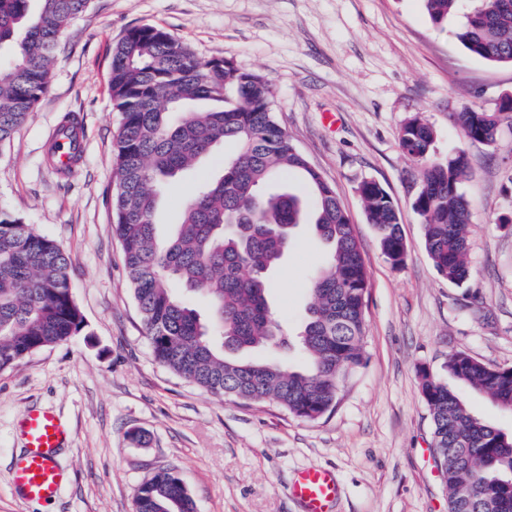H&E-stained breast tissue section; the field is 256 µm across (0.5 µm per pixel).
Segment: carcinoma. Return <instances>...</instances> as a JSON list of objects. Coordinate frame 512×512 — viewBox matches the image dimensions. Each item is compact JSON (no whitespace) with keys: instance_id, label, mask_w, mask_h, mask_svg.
I'll use <instances>...</instances> for the list:
<instances>
[{"instance_id":"1","label":"carcinoma","mask_w":512,"mask_h":512,"mask_svg":"<svg viewBox=\"0 0 512 512\" xmlns=\"http://www.w3.org/2000/svg\"><path fill=\"white\" fill-rule=\"evenodd\" d=\"M0 0V144L45 94L64 28L90 0ZM464 0H424L429 21L443 27ZM454 37L473 55L512 63V0H476ZM112 106L121 115L116 141L115 232L141 322L155 358L214 395L278 406L317 420L337 403L345 375L365 359L368 275L352 224L335 189L293 145L273 111V90L262 75L237 70L226 58L204 67L165 30L128 29L112 49ZM512 121V97L487 111L457 114L465 137L490 145ZM433 129L414 118L400 131V147L425 162L414 209L436 271L456 286L471 278L468 226L471 202L461 189L472 159L458 151L445 163L427 162ZM231 142L234 156L215 180L195 191L176 224L160 240L154 220L156 186L191 170ZM298 175L306 194L285 186ZM368 223L394 267L405 245L399 214L375 181L359 186ZM300 224L313 226L328 246L310 274L311 302L297 336L273 316L268 276L281 264ZM69 255L52 238L0 210V371L30 353L69 342L84 320L69 282ZM204 296L203 321L177 289ZM301 348L303 365H289ZM272 349V357L240 361L224 350ZM449 377L512 411V367L491 368L465 351L448 358ZM433 447L446 481L448 512H512V435L473 415L446 382L421 380ZM135 512H195L172 468L157 471L135 496Z\"/></svg>"}]
</instances>
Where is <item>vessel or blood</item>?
Listing matches in <instances>:
<instances>
[{
    "label": "vessel or blood",
    "mask_w": 512,
    "mask_h": 512,
    "mask_svg": "<svg viewBox=\"0 0 512 512\" xmlns=\"http://www.w3.org/2000/svg\"><path fill=\"white\" fill-rule=\"evenodd\" d=\"M17 433L24 448L12 472L16 492L26 501L55 500L67 480L56 456L70 435L69 426L54 412L39 407L23 416ZM291 491L302 512H332L339 487L330 470L308 468L297 474Z\"/></svg>",
    "instance_id": "vessel-or-blood-1"
}]
</instances>
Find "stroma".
<instances>
[{"mask_svg": "<svg viewBox=\"0 0 512 512\" xmlns=\"http://www.w3.org/2000/svg\"><path fill=\"white\" fill-rule=\"evenodd\" d=\"M429 21L422 0H90L60 41L46 94L0 145V210L56 240L71 259L70 284L84 317L71 341L35 351L0 372V512H134L137 489L159 468L177 471L195 512H301L296 474L333 470L334 512H448L420 372L447 379L451 353L512 367V124L491 145L468 141L457 112L495 110L512 94V64L490 63ZM166 30L201 60L225 57L272 84L273 107L351 217L368 270L366 360L340 386L334 411L307 421L269 405L207 393L159 364L143 332L114 231L112 47L136 25ZM78 117L82 155L68 175L47 159L66 114ZM434 130L430 159L465 151L462 189L472 203V280L448 283L425 249L413 209L419 165L400 147L412 117ZM232 147L217 146L160 188L157 230L172 235L192 190L222 172ZM381 184L400 216L402 266L383 256L358 187ZM326 256L299 226L268 290L277 319L298 327L308 274ZM55 410L73 437L58 456L69 481L51 503L11 488L18 419ZM139 431L144 443L130 434Z\"/></svg>", "mask_w": 512, "mask_h": 512, "instance_id": "1", "label": "stroma"}]
</instances>
